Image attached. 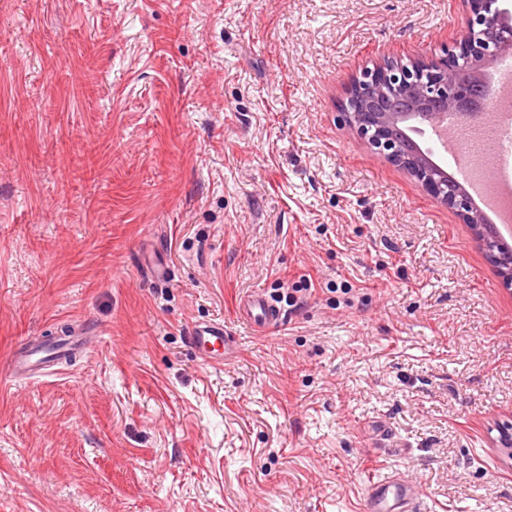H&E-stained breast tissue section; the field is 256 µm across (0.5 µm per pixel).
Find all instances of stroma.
<instances>
[{"mask_svg":"<svg viewBox=\"0 0 512 512\" xmlns=\"http://www.w3.org/2000/svg\"><path fill=\"white\" fill-rule=\"evenodd\" d=\"M467 11L0 0V512H363L389 468L435 512H512V287L340 112ZM305 278L280 330L238 321ZM73 325L90 349L13 380ZM189 343L204 359H214L219 356L224 360L230 345V338L224 332V325L209 323L198 325L188 336Z\"/></svg>","mask_w":512,"mask_h":512,"instance_id":"35a3bbf8","label":"stroma"}]
</instances>
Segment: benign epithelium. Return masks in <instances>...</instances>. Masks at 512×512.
Here are the masks:
<instances>
[{"instance_id": "benign-epithelium-1", "label": "benign epithelium", "mask_w": 512, "mask_h": 512, "mask_svg": "<svg viewBox=\"0 0 512 512\" xmlns=\"http://www.w3.org/2000/svg\"><path fill=\"white\" fill-rule=\"evenodd\" d=\"M466 28L429 64L387 61L366 69L352 84L342 109L344 121L379 154L405 168L423 189L455 210L475 232L478 247L501 265L504 283L512 282V249L484 232L486 218L466 185L449 179L412 137L402 139L401 128L418 130L413 122L444 126L448 113H464L472 120L485 115L490 86L484 74L505 51L512 49V11L502 0H467Z\"/></svg>"}]
</instances>
